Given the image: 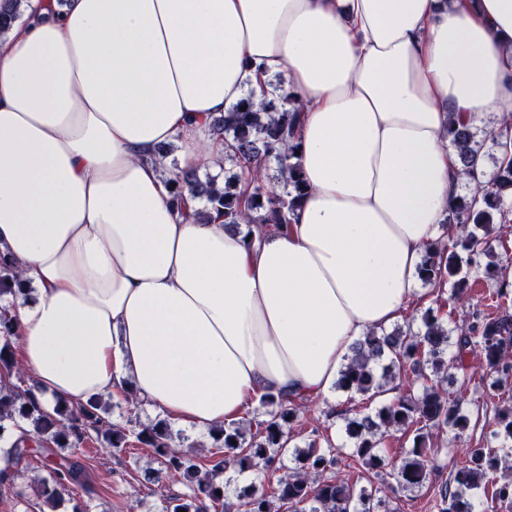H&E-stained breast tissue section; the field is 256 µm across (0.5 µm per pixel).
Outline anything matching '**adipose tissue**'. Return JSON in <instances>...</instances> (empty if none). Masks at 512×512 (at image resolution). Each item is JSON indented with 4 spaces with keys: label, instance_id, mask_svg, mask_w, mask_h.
I'll return each mask as SVG.
<instances>
[{
    "label": "adipose tissue",
    "instance_id": "obj_1",
    "mask_svg": "<svg viewBox=\"0 0 512 512\" xmlns=\"http://www.w3.org/2000/svg\"><path fill=\"white\" fill-rule=\"evenodd\" d=\"M304 112L287 232L177 206L161 146L224 162L214 117L273 77ZM512 112V0H28L0 38V251L45 406L135 393L199 432L327 395L422 295L459 193L451 115Z\"/></svg>",
    "mask_w": 512,
    "mask_h": 512
}]
</instances>
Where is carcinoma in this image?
<instances>
[{
	"mask_svg": "<svg viewBox=\"0 0 512 512\" xmlns=\"http://www.w3.org/2000/svg\"><path fill=\"white\" fill-rule=\"evenodd\" d=\"M25 0H0V36L18 16ZM289 98L272 94L265 103L266 115L277 117L262 121L247 96L230 111L212 121V129L224 137V161L240 172L217 186L218 177L199 178L192 168H181L170 160L172 197L185 203V193L204 199L211 209L224 217V227L237 228L241 223L282 229L290 224V216L304 194L301 171L294 162L298 145L296 127L300 113L285 108ZM476 120L453 118L448 124V139L458 159V173L474 177L483 166L484 148L490 146L493 170L491 190L482 198L462 194L450 208L446 223L459 227L453 239L441 236L427 246L420 273L423 283L432 286L439 296L437 307L427 308L420 317L421 327L412 324L390 333L368 332L352 347L347 363L339 371L335 388L350 397L376 398L387 390L395 392L373 412L358 411L346 418L345 433L354 448L345 458L332 446L321 448L312 440L307 449L294 450L295 465L276 483L270 476L280 470L277 463L293 440V427L298 422L300 404L284 396L264 394L260 404L266 408L265 418L256 422H230L212 430L216 450L207 464L193 461L188 454L171 446L170 432L164 421H157L137 431L111 423L105 414L106 403L100 399L73 409L58 407L49 413L36 405L31 390L23 387L25 374L17 366L11 350L15 326L0 311V370L16 372L15 381L0 385V438L18 419L29 422V436L11 444L6 460H19L31 453L30 439L47 454L55 448H78L94 437L103 448H127L129 437L142 448L153 450L161 469L182 477L190 493L164 495L163 512H206L203 501L220 505L224 512H379L388 493L413 491L423 486L434 468L427 454L433 431L450 429L465 433L473 422H479L480 410L466 411L465 392L469 382L458 381L457 372L465 370V355L479 352L488 374L509 375L512 360V315L504 312L476 319L467 330L451 339V331L440 317L447 304L457 300L471 287V273L484 268L485 274L500 272L489 238L492 224L512 221V118L499 123L495 130L482 129L477 135ZM275 163L282 193L274 196L264 187L259 171L246 175L245 168L254 164ZM21 291L16 275L0 274V300ZM455 351L448 354V346ZM460 382L455 395L448 384ZM492 440L512 441V406L495 410ZM401 433L409 447L396 456L382 453L387 437ZM465 461L451 470L449 478L438 487L434 512H475L474 491L491 487V501L499 506H512V478L500 474L502 456L491 446V440L477 442L464 449ZM368 475L388 471L391 480L356 487L327 476L340 464ZM229 470L256 474L250 489L237 494L231 502L226 495L230 481L223 479ZM82 470L66 456L52 461L49 479L52 490L45 491L47 501L58 495V489L79 484ZM221 494H216V491Z\"/></svg>",
	"mask_w": 512,
	"mask_h": 512,
	"instance_id": "1",
	"label": "carcinoma"
}]
</instances>
